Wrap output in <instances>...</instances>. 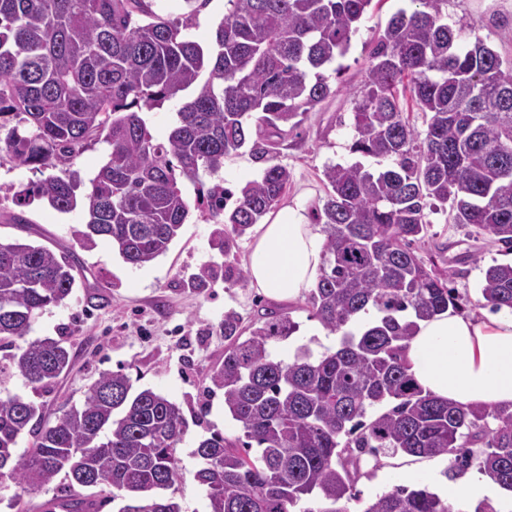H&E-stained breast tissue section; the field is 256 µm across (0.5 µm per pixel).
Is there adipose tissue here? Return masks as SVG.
Returning a JSON list of instances; mask_svg holds the SVG:
<instances>
[{
    "label": "adipose tissue",
    "mask_w": 512,
    "mask_h": 512,
    "mask_svg": "<svg viewBox=\"0 0 512 512\" xmlns=\"http://www.w3.org/2000/svg\"><path fill=\"white\" fill-rule=\"evenodd\" d=\"M322 262V237L302 209L285 207L255 229L249 285L268 298L293 300L314 286ZM406 361L417 383L439 398L511 405L512 313L472 319L448 312L420 322Z\"/></svg>",
    "instance_id": "adipose-tissue-1"
}]
</instances>
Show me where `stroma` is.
Masks as SVG:
<instances>
[{
  "instance_id": "obj_1",
  "label": "stroma",
  "mask_w": 512,
  "mask_h": 512,
  "mask_svg": "<svg viewBox=\"0 0 512 512\" xmlns=\"http://www.w3.org/2000/svg\"><path fill=\"white\" fill-rule=\"evenodd\" d=\"M410 0H372L351 48L341 58L342 71L335 84L336 95L328 97L303 117L298 132L278 148L277 160L288 167L291 182L281 206L303 208L313 214L322 206L327 186L323 171L336 164L364 161L374 167V158H359L351 144L353 98L360 91L368 68V53L390 18L411 9ZM448 22L461 32L462 44L483 39L502 59L512 61V0H448ZM263 163L255 161L249 148L225 159L216 173H201L205 185L223 184L240 190L258 179ZM40 172L0 162V240L15 239L41 244L57 254H75L76 286L65 304L45 310L33 321L28 340L51 337L62 340L72 355V367L41 394H33L20 376L4 385L6 392L35 398L47 420H54L71 406L80 404L84 393L100 374H127L134 390L150 388L176 402L186 422L174 456L178 466L176 498L183 512H208L206 491L196 478L202 460L195 456L198 440L221 433L241 436L242 431L224 412L222 391H210V377L224 362V315L235 313L242 327H249L261 309L288 314L299 329L277 344L283 359H291L298 345L319 352L334 347L336 337L312 317L305 298L276 301L248 283L224 281L221 276L197 285L195 276L209 264L233 277L246 270L254 240L246 234L221 250L213 244L216 220L205 209H191L168 251L153 262L134 267L124 262L105 241L95 248H81L74 231L85 223L82 209L60 213L42 200L18 205L16 191L38 181ZM426 242L420 256H433L439 268L456 269L453 286L461 298V316L482 317L480 304L483 269L493 262L511 263L492 235L471 226L453 223L448 214L431 215ZM480 263H473V256ZM444 460L406 454L380 460L364 458L356 482L358 497L346 504L348 512H363L377 497L395 486L427 485L438 490L444 477ZM430 479H422L423 470ZM54 487L26 492L11 480H0V512H44L55 495Z\"/></svg>"
}]
</instances>
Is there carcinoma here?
<instances>
[{"label": "carcinoma", "instance_id": "cac0c4a2", "mask_svg": "<svg viewBox=\"0 0 512 512\" xmlns=\"http://www.w3.org/2000/svg\"><path fill=\"white\" fill-rule=\"evenodd\" d=\"M153 2L0 0V160L50 171L28 192L59 212L75 209L82 191L81 247L105 240L139 267L166 253L189 216L179 175L219 197L222 186L205 187L200 173L248 144L267 162L232 209H215L222 246L278 204L290 172L275 162L277 147L336 93L324 67L347 54L372 0H227L209 48L184 34L208 0H184L182 21ZM412 3L369 51L353 99L352 151L391 165L324 170L330 190L314 217L323 264L307 304L338 335L336 347L316 355L301 345L286 361L274 346L298 330L288 315L262 314L245 337L224 315L228 345L211 383L243 437L198 441L210 512H347L339 503L356 498L360 456L399 452L446 456L447 477L475 468L512 492V407L440 399L405 359L418 322L462 307L449 287L455 271L417 254L429 214L448 209L454 223L512 252V62L480 39L462 46L447 0ZM406 81L429 115L422 132L399 106ZM183 91L178 124L155 138L140 112ZM101 139L111 150L85 182L71 167ZM74 267L45 246L0 241V343L24 338L37 315L65 303ZM480 292L491 311H512V263L487 266ZM71 362L63 341L36 339L0 357V382L17 373L42 390ZM25 431L33 446L17 459ZM184 433L175 402L132 392L123 373L101 374L52 423L34 401L0 394V479L40 491L62 477L63 495L46 512H99L116 500L118 512H182L165 491L178 478L173 448ZM363 512L465 510L426 485H398Z\"/></svg>", "mask_w": 512, "mask_h": 512}]
</instances>
